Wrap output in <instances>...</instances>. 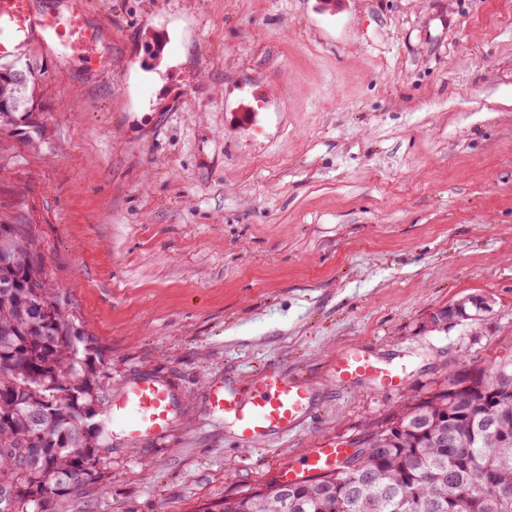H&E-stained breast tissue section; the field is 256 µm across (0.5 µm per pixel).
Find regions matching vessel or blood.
I'll return each mask as SVG.
<instances>
[{"label": "vessel or blood", "instance_id": "1", "mask_svg": "<svg viewBox=\"0 0 512 512\" xmlns=\"http://www.w3.org/2000/svg\"><path fill=\"white\" fill-rule=\"evenodd\" d=\"M37 0H0V59H12L36 44L78 59L94 72L112 68V54L89 21L88 0H63L59 12L37 9ZM336 379L348 384L370 379L384 391L401 385L405 366L383 363L346 351L336 357ZM313 389L304 376L263 371L250 380L211 388L209 406L223 414L240 442L253 447L287 439L311 414ZM172 391L164 382L144 379L128 386L105 408L107 423L120 427L128 441L164 433L173 422ZM336 443L312 449L303 467L315 474L334 468L344 456Z\"/></svg>", "mask_w": 512, "mask_h": 512}]
</instances>
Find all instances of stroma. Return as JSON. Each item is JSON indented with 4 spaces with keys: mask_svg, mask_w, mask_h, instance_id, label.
Wrapping results in <instances>:
<instances>
[{
    "mask_svg": "<svg viewBox=\"0 0 512 512\" xmlns=\"http://www.w3.org/2000/svg\"><path fill=\"white\" fill-rule=\"evenodd\" d=\"M89 2L112 72L24 49L41 110L0 126V222L29 225L113 394L160 379L175 413L113 429L54 512H192L512 356V0ZM472 295L479 321L428 327ZM349 349L404 385L338 382ZM264 369L305 375L314 416L256 449L208 393Z\"/></svg>",
    "mask_w": 512,
    "mask_h": 512,
    "instance_id": "1",
    "label": "stroma"
}]
</instances>
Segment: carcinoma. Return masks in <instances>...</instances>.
<instances>
[{
	"label": "carcinoma",
	"mask_w": 512,
	"mask_h": 512,
	"mask_svg": "<svg viewBox=\"0 0 512 512\" xmlns=\"http://www.w3.org/2000/svg\"><path fill=\"white\" fill-rule=\"evenodd\" d=\"M0 62V98L14 92ZM67 301L19 224H0V512H49L101 480L96 420L112 399L102 352L80 356ZM512 359L448 373L359 440L356 465L277 482L195 512H512Z\"/></svg>",
	"instance_id": "carcinoma-1"
}]
</instances>
